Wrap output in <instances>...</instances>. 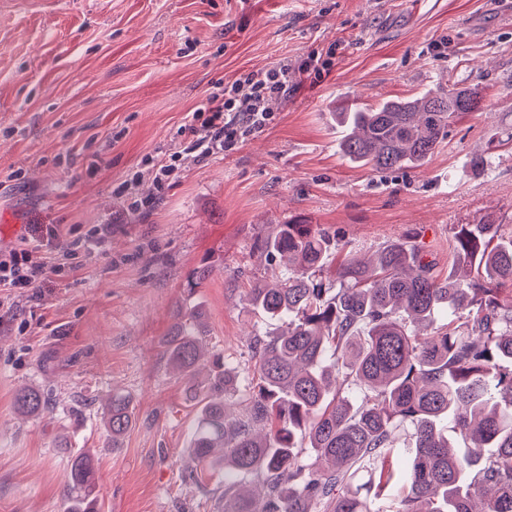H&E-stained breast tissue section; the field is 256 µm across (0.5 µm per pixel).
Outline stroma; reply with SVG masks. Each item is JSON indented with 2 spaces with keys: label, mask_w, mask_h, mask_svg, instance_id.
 I'll return each mask as SVG.
<instances>
[{
  "label": "stroma",
  "mask_w": 512,
  "mask_h": 512,
  "mask_svg": "<svg viewBox=\"0 0 512 512\" xmlns=\"http://www.w3.org/2000/svg\"><path fill=\"white\" fill-rule=\"evenodd\" d=\"M340 43L330 74L301 78L261 132L184 156L152 211L118 216L112 192L178 148L220 84ZM483 89L422 165L381 174L340 152L338 107ZM512 0H0V248L58 226L111 224L105 254L57 256L40 288L0 306V512H64L68 457L93 448L101 512H220L190 475L195 411L162 339L176 301L205 310L206 343L252 363L242 300L277 266L273 225H315L365 257L409 242L440 271L463 224L512 228ZM213 270L191 287L197 267ZM50 409L16 411L20 387ZM135 423L112 447V392Z\"/></svg>",
  "instance_id": "obj_1"
}]
</instances>
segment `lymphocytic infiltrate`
I'll return each instance as SVG.
<instances>
[{
	"instance_id": "obj_1",
	"label": "lymphocytic infiltrate",
	"mask_w": 512,
	"mask_h": 512,
	"mask_svg": "<svg viewBox=\"0 0 512 512\" xmlns=\"http://www.w3.org/2000/svg\"><path fill=\"white\" fill-rule=\"evenodd\" d=\"M335 58L336 52L331 49L322 56H308L296 66L283 63L266 71L247 73L211 93L184 128L190 138L191 151L202 158L221 154L238 140L262 132L274 117L273 101L287 95L300 75L309 74L319 79L330 73ZM179 158L176 152L148 158L152 175L149 189L135 193L119 189L116 196L121 211L135 213L157 205ZM69 250V245L60 242L56 228L52 227L46 236L23 241L8 253H0V305L5 302V294L38 287L51 254Z\"/></svg>"
}]
</instances>
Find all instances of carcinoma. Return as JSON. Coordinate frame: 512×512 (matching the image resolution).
<instances>
[{
  "label": "carcinoma",
  "mask_w": 512,
  "mask_h": 512,
  "mask_svg": "<svg viewBox=\"0 0 512 512\" xmlns=\"http://www.w3.org/2000/svg\"><path fill=\"white\" fill-rule=\"evenodd\" d=\"M481 105L478 88L452 87L345 106L340 150L382 173L418 166ZM258 250L283 266L245 293L275 326L253 334V370L207 349L198 306L176 303L163 341L196 408L191 477L205 490L224 473V512H512V236L462 225L448 275L406 242L337 260L335 237L297 222L274 225ZM14 401L25 415L46 410L36 389ZM104 419L116 447L132 426L129 397L112 393ZM65 494L66 512H100L90 454L71 455Z\"/></svg>",
  "instance_id": "obj_1"
}]
</instances>
